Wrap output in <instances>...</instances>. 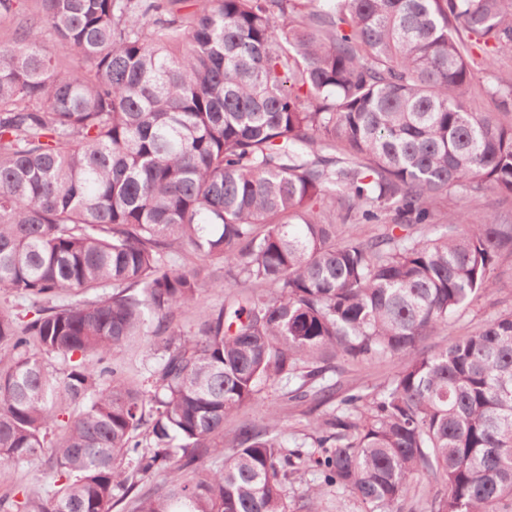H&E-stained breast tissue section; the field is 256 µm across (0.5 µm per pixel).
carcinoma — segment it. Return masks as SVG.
<instances>
[{
  "mask_svg": "<svg viewBox=\"0 0 512 512\" xmlns=\"http://www.w3.org/2000/svg\"><path fill=\"white\" fill-rule=\"evenodd\" d=\"M38 2L0 0V288L33 313L0 312V464L44 456L54 489L0 512H288L309 472L297 512L332 489L369 512H512V313L422 347L512 255V223L436 209L512 197V123L463 101L512 53V0ZM490 91L512 115V74ZM384 213L371 239L343 230ZM151 337L143 380L110 363ZM379 358L390 379L338 393L337 361ZM272 387L329 405L312 443L270 403L209 468ZM424 481L442 489L416 500ZM438 206L442 212L464 211L471 224H480L492 212L508 222L512 220V197L505 199L488 190L468 195L444 194L439 198Z\"/></svg>",
  "mask_w": 512,
  "mask_h": 512,
  "instance_id": "cac0c4a2",
  "label": "carcinoma"
}]
</instances>
